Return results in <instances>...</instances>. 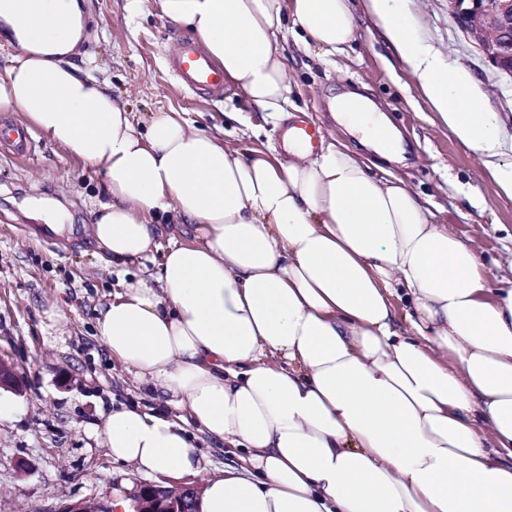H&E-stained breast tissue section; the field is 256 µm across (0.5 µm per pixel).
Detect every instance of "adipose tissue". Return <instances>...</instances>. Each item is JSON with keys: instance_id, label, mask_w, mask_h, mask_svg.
<instances>
[{"instance_id": "1", "label": "adipose tissue", "mask_w": 512, "mask_h": 512, "mask_svg": "<svg viewBox=\"0 0 512 512\" xmlns=\"http://www.w3.org/2000/svg\"><path fill=\"white\" fill-rule=\"evenodd\" d=\"M191 28L260 110L289 105L286 23L302 49L342 50L351 0H153ZM438 120L512 199L497 116L471 73L443 65L391 0H361ZM78 0H0L17 52L0 71V112L100 175L88 233L102 257L133 262L171 213L158 269L121 280L96 333L112 356L185 409L247 465L209 477L201 512H512V287H490L476 251L432 224L390 169L400 136L357 94L335 141L290 158L225 145L180 112L139 127L108 82L68 62ZM405 294L408 305L393 303ZM113 458L146 475L199 470L183 420L112 409Z\"/></svg>"}]
</instances>
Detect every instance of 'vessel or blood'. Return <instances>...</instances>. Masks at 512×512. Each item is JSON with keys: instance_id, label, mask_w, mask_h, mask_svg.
Returning <instances> with one entry per match:
<instances>
[{"instance_id": "b4317fda", "label": "vessel or blood", "mask_w": 512, "mask_h": 512, "mask_svg": "<svg viewBox=\"0 0 512 512\" xmlns=\"http://www.w3.org/2000/svg\"><path fill=\"white\" fill-rule=\"evenodd\" d=\"M170 67L184 88L207 97L223 95L226 87L223 68L193 41L179 42ZM0 141L10 146L15 155L23 157L28 152L30 134L17 125H0Z\"/></svg>"}]
</instances>
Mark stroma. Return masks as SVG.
<instances>
[{"label":"stroma","instance_id":"1","mask_svg":"<svg viewBox=\"0 0 512 512\" xmlns=\"http://www.w3.org/2000/svg\"><path fill=\"white\" fill-rule=\"evenodd\" d=\"M127 0H84V45L73 62L107 81L112 94L137 121L151 112L190 113L200 127L221 133L227 144L285 154L282 113L251 106L235 88L203 98L179 86L168 58L184 25L157 9L130 15ZM420 39L440 61L469 71L481 88L479 109L495 113L504 139H512V78L495 73L463 37L447 0H397ZM357 32L344 52L326 55L290 49V98L321 139L349 141L331 113V101L351 90L365 92L392 119L403 137L404 160L395 173L418 196L433 224L467 239L485 265L489 284L512 281V199L499 195L476 153L434 123L409 67L388 50L373 22L356 16ZM104 194L99 177L33 132L19 159L0 149V360L14 363L25 383L23 413L0 422V512H58L74 499L125 497L142 475L112 460L94 431L108 411L125 405L181 417L182 409L158 400L148 386L113 360L96 335V311L118 291L124 272L155 271L169 238H182L176 218L165 221L160 247L129 266L101 260L86 232ZM49 199L71 217L54 231L29 209ZM57 307L62 319L49 321ZM197 481L238 467L243 449L196 439ZM28 462V474L18 470Z\"/></svg>","mask_w":512,"mask_h":512}]
</instances>
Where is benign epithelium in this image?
Masks as SVG:
<instances>
[{
	"mask_svg": "<svg viewBox=\"0 0 512 512\" xmlns=\"http://www.w3.org/2000/svg\"><path fill=\"white\" fill-rule=\"evenodd\" d=\"M448 13L466 39L498 72L512 77V0H448ZM17 389L15 365L0 361V387ZM202 488L195 483L175 491L141 481L130 493L132 512H201ZM58 512H112L109 499L69 501Z\"/></svg>",
	"mask_w": 512,
	"mask_h": 512,
	"instance_id": "1",
	"label": "benign epithelium"
}]
</instances>
